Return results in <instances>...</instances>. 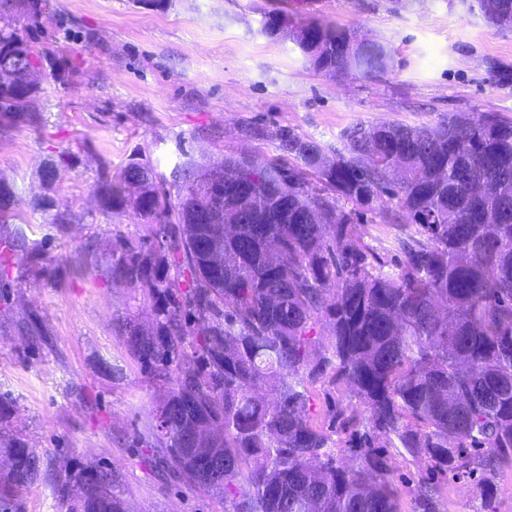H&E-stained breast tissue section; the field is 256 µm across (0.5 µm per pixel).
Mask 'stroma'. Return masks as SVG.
Instances as JSON below:
<instances>
[{
  "instance_id": "1",
  "label": "stroma",
  "mask_w": 512,
  "mask_h": 512,
  "mask_svg": "<svg viewBox=\"0 0 512 512\" xmlns=\"http://www.w3.org/2000/svg\"><path fill=\"white\" fill-rule=\"evenodd\" d=\"M41 17L0 14V23L52 47L43 91L31 102L40 128H0V177L22 200L49 208L27 213L29 244L45 249L51 272L0 253V396L9 411L0 431L23 435L53 462L111 469L113 491L128 512H224V503L188 488L163 466L152 432L163 388L134 360L120 325L152 323L143 289L110 273L112 246L143 227L104 209L103 168L132 153L165 178L190 162L205 166L251 154L279 156L278 134L294 128L328 155L343 150L355 125H419L451 112H494L512 120V33L489 26L467 0H42ZM327 23L385 45L388 70L374 78L328 77L313 69L265 20ZM258 136H250V128ZM73 156L52 186L42 169ZM359 244L395 261L399 232L388 220L398 200L379 195L371 208L345 200ZM62 224L49 223L53 214ZM350 387L324 380L312 390L311 415L352 409ZM476 478L451 479L440 512H478Z\"/></svg>"
}]
</instances>
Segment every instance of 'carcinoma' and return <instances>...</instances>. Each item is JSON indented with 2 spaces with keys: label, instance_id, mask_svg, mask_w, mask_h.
<instances>
[{
  "label": "carcinoma",
  "instance_id": "cac0c4a2",
  "mask_svg": "<svg viewBox=\"0 0 512 512\" xmlns=\"http://www.w3.org/2000/svg\"><path fill=\"white\" fill-rule=\"evenodd\" d=\"M485 21L512 31V0H476ZM330 76L376 77L391 55L378 42L312 23ZM0 127L36 128L29 102L43 90L46 48L0 29ZM330 157L290 127L276 158L251 156L179 170L176 193L137 154L98 186L103 206L144 225L112 247V275L143 288L152 327L124 324L131 354L166 385L153 427L168 468L188 487L224 500V512H400L401 490L384 444L423 455L429 468L413 512H439L438 477L479 476L481 508L497 512L486 464L512 465V121L456 112L420 125L358 124ZM71 164L62 152L42 171L49 186ZM209 168L224 181L208 183ZM415 232L395 239L393 269L354 243L352 214L388 187ZM19 198L0 178V224ZM8 248L44 268L15 228ZM330 342L316 351L314 326ZM351 387L361 414L336 410L361 467L336 460V440L314 423L311 390L325 378ZM279 385L261 396L267 380ZM53 483L59 512H126L107 469L57 466L15 435L0 438V512H21L30 485Z\"/></svg>",
  "mask_w": 512,
  "mask_h": 512
}]
</instances>
